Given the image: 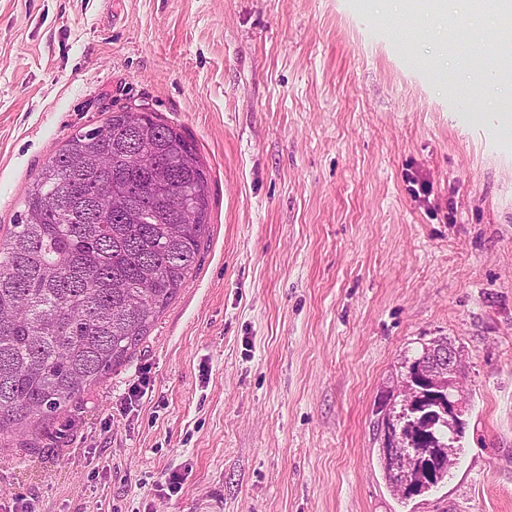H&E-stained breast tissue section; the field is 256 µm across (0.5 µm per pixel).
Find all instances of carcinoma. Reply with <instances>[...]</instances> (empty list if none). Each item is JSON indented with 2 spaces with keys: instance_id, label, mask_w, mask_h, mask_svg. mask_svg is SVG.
<instances>
[{
  "instance_id": "1",
  "label": "carcinoma",
  "mask_w": 512,
  "mask_h": 512,
  "mask_svg": "<svg viewBox=\"0 0 512 512\" xmlns=\"http://www.w3.org/2000/svg\"><path fill=\"white\" fill-rule=\"evenodd\" d=\"M154 196L131 199L139 183ZM208 181L196 146L150 112H114L75 132L41 167L24 211L0 239V433L47 421L119 365L197 264L208 229ZM404 358V380L433 369L434 349ZM444 392L419 406H390L377 421L380 458L402 429L404 453L424 459L407 476L409 494L441 482L432 459L461 449L465 422L427 416Z\"/></svg>"
}]
</instances>
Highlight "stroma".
<instances>
[{
	"label": "stroma",
	"instance_id": "1",
	"mask_svg": "<svg viewBox=\"0 0 512 512\" xmlns=\"http://www.w3.org/2000/svg\"><path fill=\"white\" fill-rule=\"evenodd\" d=\"M447 2L424 32L409 0L392 25L376 0H0V235L72 134L130 107L196 145L209 217L123 365L0 442V512H512V130L455 92L512 14ZM438 337L462 450L405 498L374 424Z\"/></svg>",
	"mask_w": 512,
	"mask_h": 512
}]
</instances>
